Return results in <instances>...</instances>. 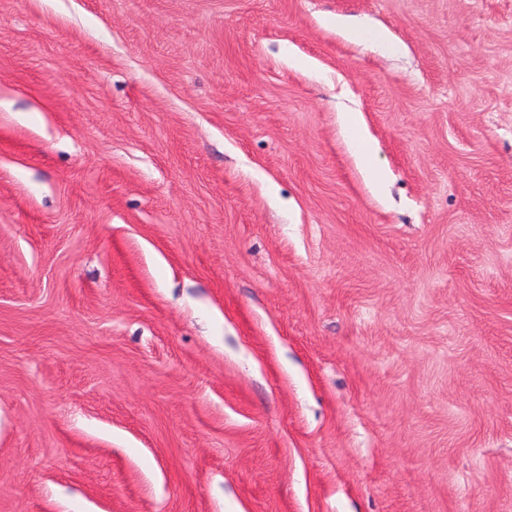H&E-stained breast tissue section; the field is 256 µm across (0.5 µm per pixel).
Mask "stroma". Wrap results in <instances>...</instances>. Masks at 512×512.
Masks as SVG:
<instances>
[{"instance_id":"stroma-1","label":"stroma","mask_w":512,"mask_h":512,"mask_svg":"<svg viewBox=\"0 0 512 512\" xmlns=\"http://www.w3.org/2000/svg\"><path fill=\"white\" fill-rule=\"evenodd\" d=\"M0 512H512V0H0Z\"/></svg>"}]
</instances>
